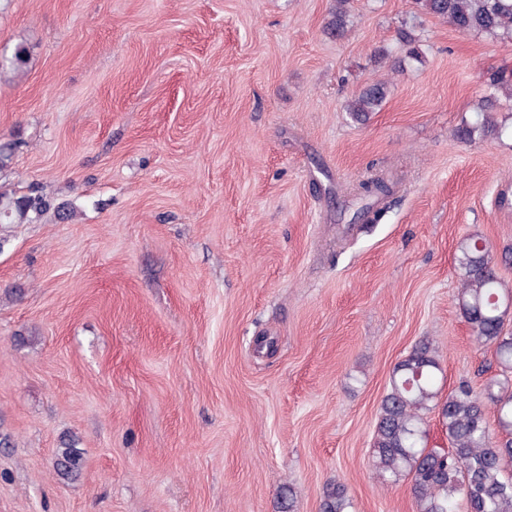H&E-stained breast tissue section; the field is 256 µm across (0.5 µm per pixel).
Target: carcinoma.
<instances>
[{
  "label": "carcinoma",
  "mask_w": 512,
  "mask_h": 512,
  "mask_svg": "<svg viewBox=\"0 0 512 512\" xmlns=\"http://www.w3.org/2000/svg\"><path fill=\"white\" fill-rule=\"evenodd\" d=\"M420 14L448 21L460 33L484 32L512 41V0H414ZM350 0H336L327 22L328 30L341 38L349 25ZM407 46L405 57L392 60L401 68L405 60H419L416 38L409 30L400 34ZM28 49L14 47L12 55L0 61V74L10 69L22 72L28 64ZM388 93L387 82L365 86L346 106L357 122H365L378 111ZM497 138L502 127L488 114L457 130L464 140L475 132ZM365 198L388 197L393 187L380 177L359 184ZM51 203L40 195L18 196L0 190V224H25L44 215ZM461 287L459 309L470 325L475 341L494 347L500 374L477 393L463 384L440 396L441 372L436 349L419 341L394 367L389 389L380 405L372 448L375 472L384 481L411 477V492L417 512H512V332L505 329L512 313V289L505 287L496 271L494 257L485 240L468 236L458 246ZM492 404L498 435L490 433L486 404ZM436 410L444 428L448 448L427 447L428 431L424 412ZM82 453L77 440L61 439L56 470L63 477L77 475ZM347 490L338 484L326 489L322 512H349Z\"/></svg>",
  "instance_id": "obj_1"
}]
</instances>
